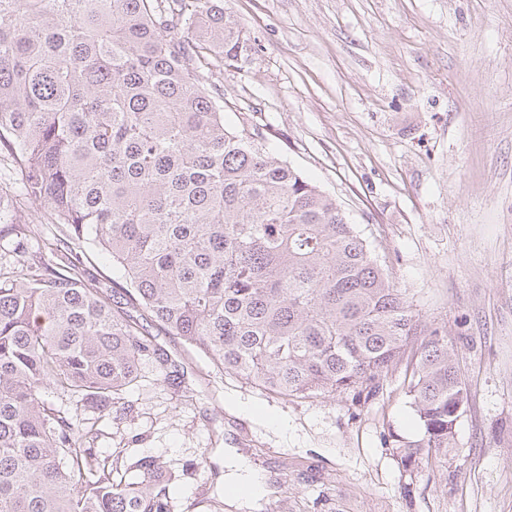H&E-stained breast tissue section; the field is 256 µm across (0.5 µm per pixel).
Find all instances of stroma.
Wrapping results in <instances>:
<instances>
[{
    "label": "stroma",
    "instance_id": "obj_1",
    "mask_svg": "<svg viewBox=\"0 0 512 512\" xmlns=\"http://www.w3.org/2000/svg\"><path fill=\"white\" fill-rule=\"evenodd\" d=\"M223 4L252 44L202 73L227 127L335 198L420 319L447 326L468 389L457 455L443 473L399 467L389 431L419 430L402 371L366 402L286 400L157 327L182 387L143 364L93 447L164 461L174 512H233L213 506L228 448L282 512H512V0Z\"/></svg>",
    "mask_w": 512,
    "mask_h": 512
}]
</instances>
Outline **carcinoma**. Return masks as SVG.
Instances as JSON below:
<instances>
[{
	"mask_svg": "<svg viewBox=\"0 0 512 512\" xmlns=\"http://www.w3.org/2000/svg\"><path fill=\"white\" fill-rule=\"evenodd\" d=\"M174 2L0 0V154L22 174L0 194L14 258L0 273V512H173L164 462L100 457L93 428L45 398L52 386L103 417L144 361L183 378L148 321L287 400H367L410 351L420 430L388 435L404 470L447 468L467 401L457 346L335 199L226 127L201 71L243 57L246 38L219 0ZM35 204L62 233L37 262L17 217ZM83 239L124 285L80 273L69 242Z\"/></svg>",
	"mask_w": 512,
	"mask_h": 512,
	"instance_id": "cac0c4a2",
	"label": "carcinoma"
}]
</instances>
